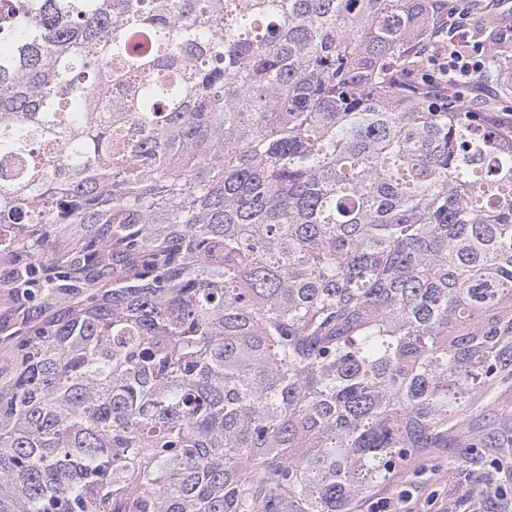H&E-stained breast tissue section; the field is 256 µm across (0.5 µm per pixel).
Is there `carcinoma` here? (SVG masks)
Wrapping results in <instances>:
<instances>
[{"mask_svg":"<svg viewBox=\"0 0 512 512\" xmlns=\"http://www.w3.org/2000/svg\"><path fill=\"white\" fill-rule=\"evenodd\" d=\"M442 0H0V512H351L512 386V124ZM512 44L490 49L498 67ZM467 1L455 0V5L448 10V28L463 35L461 49L454 48L450 43L446 48L435 44L429 50L427 62L431 65L432 77L439 85L466 83L480 74L484 68L483 56H486L488 47L494 42L484 41L477 32H484L485 27L494 23L500 28L511 29L512 26V0H479L475 3L469 20V40L480 41L483 45H471L466 35L468 27ZM472 3V4H473ZM465 35V36H464ZM476 36V37H473ZM486 76L478 78L466 87L467 102L475 112H505L512 113V99L501 98V88L505 83L512 84V63L508 59L501 64L498 70H491ZM510 112V113H508Z\"/></svg>","mask_w":512,"mask_h":512,"instance_id":"obj_1","label":"carcinoma"}]
</instances>
